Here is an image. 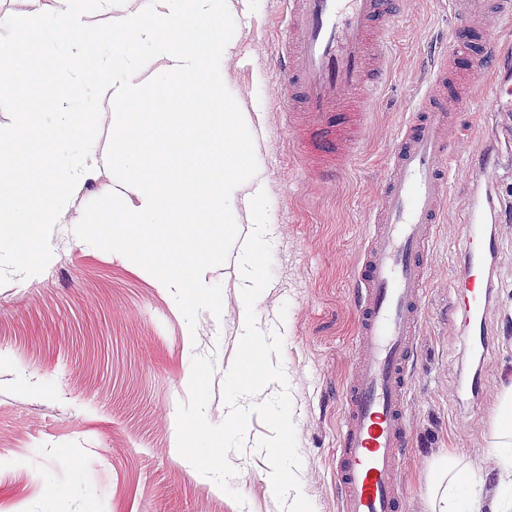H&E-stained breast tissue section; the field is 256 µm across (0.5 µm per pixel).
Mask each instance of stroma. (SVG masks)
Returning a JSON list of instances; mask_svg holds the SVG:
<instances>
[{"mask_svg": "<svg viewBox=\"0 0 512 512\" xmlns=\"http://www.w3.org/2000/svg\"><path fill=\"white\" fill-rule=\"evenodd\" d=\"M281 0H255L239 20L230 86L240 107L260 105L263 130L254 157L269 183L274 226L259 265L269 288L251 309L258 325L280 332L270 353L288 373V417L275 400L251 409L245 438L224 424V375L239 355L243 296L233 264L215 268L212 304L178 313L170 296L131 261L113 257L97 234L96 213L111 170L80 193L69 221L51 231L55 258L47 274L22 283L11 256L0 257V512H289L266 479L267 447L287 436L288 479L313 512H339L335 479L344 387L356 351L353 276L369 237L388 152L410 99L424 83L452 25L448 0H404L391 34L388 82L363 129L362 142L336 178L297 162V145L281 122L275 68ZM10 34L36 54V12L29 0H0ZM492 79L476 76L469 108L456 117L451 143L447 221L427 272V305L417 365L407 394L414 435L403 452L406 512H426L428 465L438 449L463 455L476 479L491 462L494 403L512 383V139L505 116L488 108ZM498 163L495 225L499 251L491 272L485 359L473 357L450 312L455 272L464 256L463 227L486 153ZM92 236L77 245L73 223ZM196 332L187 335L188 321ZM198 369L197 381L187 378ZM31 385L19 381V374ZM483 394L460 392L473 374ZM224 444L213 481L183 464L198 417Z\"/></svg>", "mask_w": 512, "mask_h": 512, "instance_id": "stroma-1", "label": "stroma"}]
</instances>
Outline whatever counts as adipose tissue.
<instances>
[{
    "label": "adipose tissue",
    "mask_w": 512,
    "mask_h": 512,
    "mask_svg": "<svg viewBox=\"0 0 512 512\" xmlns=\"http://www.w3.org/2000/svg\"><path fill=\"white\" fill-rule=\"evenodd\" d=\"M249 2L145 0L105 32L82 17L111 0H54L37 11L49 64L34 92L20 43L0 34V99L13 110L0 137V254L15 256L21 281L40 278L54 260L45 239L39 261L27 258L34 228L64 223L80 191L110 167L118 175L98 227L121 228L119 255L156 272L176 310L190 313L210 298L208 274L223 265L229 234L238 287L250 302L264 297L254 258L272 221L262 205L267 180L249 154L256 123L237 111L229 80L238 45L230 22ZM89 47L91 70L82 55ZM104 91L114 107L106 145L92 119ZM241 318V364L226 377L224 417L237 428L247 415L241 398L263 392L278 374L263 331L249 313ZM492 438V495L472 482L471 464L446 452L429 464V512H512V387L498 396Z\"/></svg>",
    "instance_id": "1"
}]
</instances>
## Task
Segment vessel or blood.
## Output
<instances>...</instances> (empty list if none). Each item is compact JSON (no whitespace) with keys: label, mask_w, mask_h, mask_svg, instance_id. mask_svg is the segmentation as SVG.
Returning <instances> with one entry per match:
<instances>
[{"label":"vessel or blood","mask_w":512,"mask_h":512,"mask_svg":"<svg viewBox=\"0 0 512 512\" xmlns=\"http://www.w3.org/2000/svg\"><path fill=\"white\" fill-rule=\"evenodd\" d=\"M277 71L289 134L301 157L329 175L359 144L368 106L389 76L390 32L398 0H283ZM455 22L425 90L414 96L391 148L371 233L354 273L357 353L346 382L336 451L340 512H403L400 463L416 338L423 323L431 244L448 198L454 115L471 101L482 65L494 75L493 111L512 100V43L484 29L512 25V0H449ZM490 201L474 198L453 311L469 347L490 346L485 266L497 247L486 227Z\"/></svg>","instance_id":"b4317fda"}]
</instances>
